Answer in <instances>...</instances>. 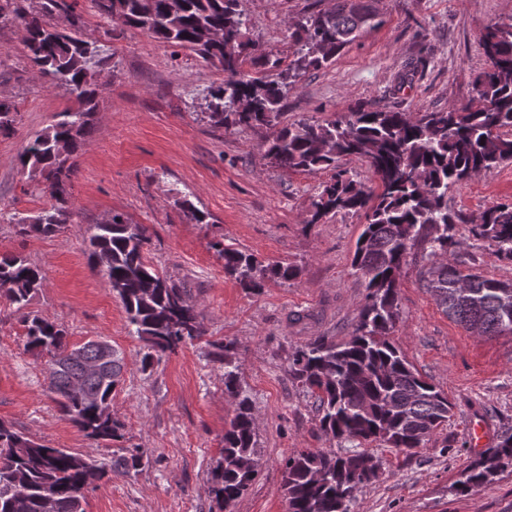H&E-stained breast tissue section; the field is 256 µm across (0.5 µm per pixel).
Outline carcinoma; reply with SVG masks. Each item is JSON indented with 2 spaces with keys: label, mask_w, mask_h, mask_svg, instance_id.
Returning a JSON list of instances; mask_svg holds the SVG:
<instances>
[{
  "label": "carcinoma",
  "mask_w": 512,
  "mask_h": 512,
  "mask_svg": "<svg viewBox=\"0 0 512 512\" xmlns=\"http://www.w3.org/2000/svg\"><path fill=\"white\" fill-rule=\"evenodd\" d=\"M331 7L291 24L295 47L288 63L257 53L239 0H95L98 11L123 25L186 49L224 72L210 88L209 120L217 127L267 129L264 158L291 172L333 169L314 199L310 223L338 213L366 220L351 267L366 295L348 338L320 336L288 357V376L315 398L321 431L331 440L379 442L410 452L424 447L453 417V404L424 379L391 342L400 322L398 283L408 258L420 260L425 287L449 317L478 336L512 334V282L463 273L456 262L458 226L469 238L512 262V202L477 215L448 208V188L512 162V19L486 27L480 45L488 68L475 78L479 105L463 112L371 110L362 105L323 121L283 123L288 89L310 70L332 64L364 28H375L369 0H331ZM23 32L27 58L38 72L75 95L79 107L37 133L18 160L30 180L58 201L30 218L14 220L27 237H52L71 223L63 206L72 189L76 158L92 129L99 85L89 68L94 49L82 38L80 16L68 0H38L26 11L0 0V26ZM262 66L248 71L246 63ZM15 103L0 99V135L12 132ZM361 158L376 190L336 168L338 159ZM149 229L121 214L95 224L87 238L93 267L123 304L131 332L143 343L142 369L155 356L205 335L185 289L145 256ZM224 274L260 293L293 280L295 266L263 264L253 255L215 244ZM39 267L21 255H0V297L21 310L42 288ZM26 349L49 357V393L61 412L90 440L123 437L105 413L120 384L123 358L104 355L100 340L71 347L66 330L31 312L24 315ZM224 365L225 390L238 400L224 430V448L212 472L219 509L237 500L258 472L256 425L249 397L238 389L235 343L207 342ZM142 465L133 450L107 468L95 460L30 439L0 422V512H84L83 490ZM379 460L365 451L302 450L285 460L282 487L288 512H351L356 483L367 486ZM512 468V433L486 450L464 473L460 489L489 484Z\"/></svg>",
  "instance_id": "1"
}]
</instances>
